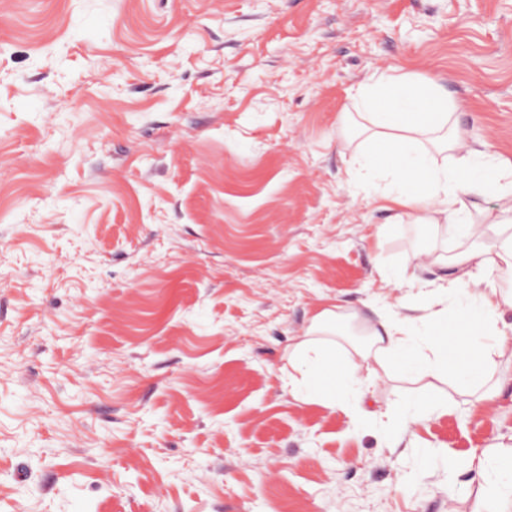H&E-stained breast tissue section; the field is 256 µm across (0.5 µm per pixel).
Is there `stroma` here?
Returning <instances> with one entry per match:
<instances>
[{
  "label": "stroma",
  "mask_w": 512,
  "mask_h": 512,
  "mask_svg": "<svg viewBox=\"0 0 512 512\" xmlns=\"http://www.w3.org/2000/svg\"><path fill=\"white\" fill-rule=\"evenodd\" d=\"M404 73L512 165V0H0V512H491L512 382L393 443L423 382L356 422L285 373L316 308L399 310L457 249L336 145Z\"/></svg>",
  "instance_id": "stroma-1"
}]
</instances>
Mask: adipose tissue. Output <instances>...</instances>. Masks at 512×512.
<instances>
[{
	"label": "adipose tissue",
	"instance_id": "1",
	"mask_svg": "<svg viewBox=\"0 0 512 512\" xmlns=\"http://www.w3.org/2000/svg\"><path fill=\"white\" fill-rule=\"evenodd\" d=\"M339 146L369 171L394 176L391 198L412 223L452 238L478 241V248L450 256L418 250L415 268L436 284H410L402 299L407 316L387 312L369 318L355 309L315 312L288 347L293 369L288 382L298 400L336 412L348 411L349 393L399 369L408 375L445 380L459 394H476L484 405L506 383L495 360L512 354V167L488 170L472 148L460 115L430 82L408 74L386 75L360 93L355 111L346 113ZM454 154L459 168L437 166L441 152ZM494 192L495 204L469 213L464 195ZM360 328L364 340L350 358L336 350L341 324ZM442 404L430 396L403 402L391 411L384 433L395 440ZM475 469L489 487L494 512H512V473L478 456Z\"/></svg>",
	"mask_w": 512,
	"mask_h": 512
}]
</instances>
